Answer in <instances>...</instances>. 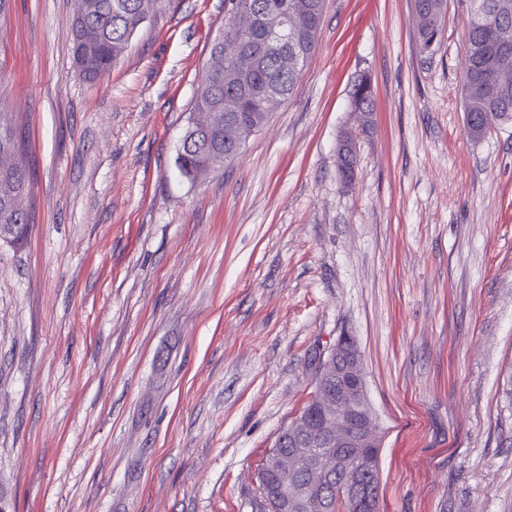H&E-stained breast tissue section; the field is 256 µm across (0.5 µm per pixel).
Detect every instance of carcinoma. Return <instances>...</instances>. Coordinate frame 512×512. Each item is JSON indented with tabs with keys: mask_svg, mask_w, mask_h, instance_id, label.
Listing matches in <instances>:
<instances>
[{
	"mask_svg": "<svg viewBox=\"0 0 512 512\" xmlns=\"http://www.w3.org/2000/svg\"><path fill=\"white\" fill-rule=\"evenodd\" d=\"M226 14H262L268 26L282 30L272 37L261 26L224 29V37L240 41L238 56L227 58L211 44L208 65L200 81L194 110L247 112L248 123L264 126L270 115L292 95L305 63L316 49L325 0H225ZM426 9L414 10L421 52L434 54L443 38L445 0H424ZM465 34V112L475 116L467 133L478 138L496 120H512V0H471ZM142 0H112V6L90 17L74 16V60L88 62L84 75L94 79L112 68L118 58L114 45L133 34ZM352 111L366 117L374 112L370 82L363 78L352 93ZM224 150V122H219L178 155L182 177L193 181L195 172L213 150ZM14 154L18 168L0 178V240L20 245L27 237L31 215L24 205L27 171L22 162L25 139L12 116L0 110V152ZM338 170L353 177L357 163L352 134L341 136ZM306 512H343V503L331 492L308 499Z\"/></svg>",
	"mask_w": 512,
	"mask_h": 512,
	"instance_id": "carcinoma-1",
	"label": "carcinoma"
}]
</instances>
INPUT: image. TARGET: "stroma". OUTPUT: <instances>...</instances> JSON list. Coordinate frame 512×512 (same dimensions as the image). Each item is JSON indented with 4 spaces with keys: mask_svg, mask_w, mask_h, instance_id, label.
<instances>
[{
    "mask_svg": "<svg viewBox=\"0 0 512 512\" xmlns=\"http://www.w3.org/2000/svg\"><path fill=\"white\" fill-rule=\"evenodd\" d=\"M73 12L12 0L0 23L32 214L0 242L9 512H260L256 473L340 336L383 433L381 512H512V121L466 131L471 0L431 55L411 0H326L294 94L195 182L177 155L224 0H164L96 79ZM352 112H359L368 118L374 112L375 102L371 91V84L367 78H362L355 85L352 93ZM338 170L345 180L353 177L357 163L356 143L351 133L341 136L337 148Z\"/></svg>",
    "mask_w": 512,
    "mask_h": 512,
    "instance_id": "obj_1",
    "label": "stroma"
}]
</instances>
